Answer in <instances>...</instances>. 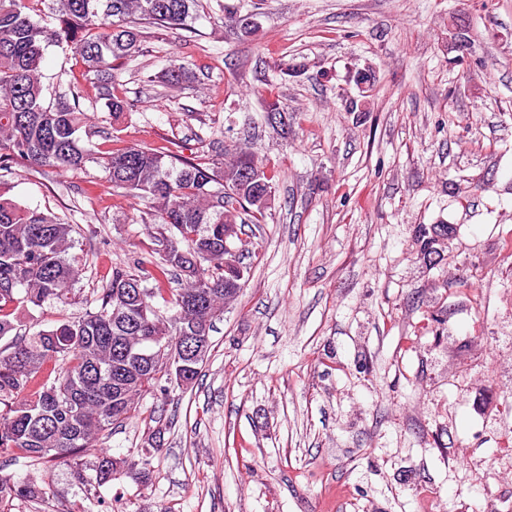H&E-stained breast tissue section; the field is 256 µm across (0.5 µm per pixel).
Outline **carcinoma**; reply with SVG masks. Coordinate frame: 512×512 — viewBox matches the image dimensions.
Instances as JSON below:
<instances>
[{
  "mask_svg": "<svg viewBox=\"0 0 512 512\" xmlns=\"http://www.w3.org/2000/svg\"><path fill=\"white\" fill-rule=\"evenodd\" d=\"M54 16L52 27L33 18L36 3ZM200 0H0V169L22 160L33 168L80 170L91 161L82 144L92 133L69 82L46 101L41 65L48 47L76 50L86 71L109 77L142 50L144 21L181 28ZM224 21L250 37L259 29L253 12L224 5ZM195 75L175 59L158 76L178 87ZM266 112L288 122L275 86L266 89ZM104 107L118 122L128 101L105 88ZM112 188L146 207L143 223L159 243L151 253L112 267L95 295L96 307L23 336L17 313L41 312L76 299L84 270L73 252L77 228L62 218L19 204L0 186V455L31 462L57 459L97 489L120 472L140 483L151 461L127 462L100 452L84 477L81 456L112 426L132 417L141 398L167 400L171 389L192 387L211 350L210 333L248 280L244 256L224 251L244 224H264L280 172L249 148L234 144L210 164L169 146L123 145L97 158ZM426 265L444 257L448 225L413 230ZM177 287H171L172 283ZM148 427L147 444L161 447L167 425ZM47 486L0 477V503L38 500Z\"/></svg>",
  "mask_w": 512,
  "mask_h": 512,
  "instance_id": "carcinoma-1",
  "label": "carcinoma"
}]
</instances>
